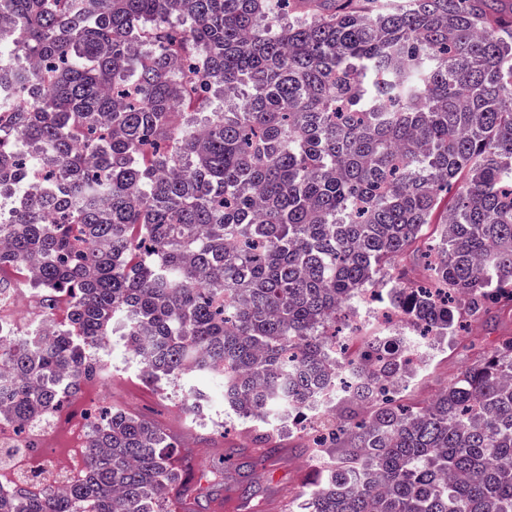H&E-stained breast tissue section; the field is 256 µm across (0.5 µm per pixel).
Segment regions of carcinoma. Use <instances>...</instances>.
Instances as JSON below:
<instances>
[{"mask_svg": "<svg viewBox=\"0 0 512 512\" xmlns=\"http://www.w3.org/2000/svg\"><path fill=\"white\" fill-rule=\"evenodd\" d=\"M385 2L0 0V267L82 330L0 338V408L58 410L108 334L147 387L211 376L260 423L236 469L299 433L325 467L303 512H512V336L402 398L424 350L512 311V12ZM365 291L405 328L351 356ZM91 420L81 483L0 512H207L160 426Z\"/></svg>", "mask_w": 512, "mask_h": 512, "instance_id": "obj_1", "label": "carcinoma"}]
</instances>
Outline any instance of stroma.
<instances>
[{"instance_id":"stroma-1","label":"stroma","mask_w":512,"mask_h":512,"mask_svg":"<svg viewBox=\"0 0 512 512\" xmlns=\"http://www.w3.org/2000/svg\"><path fill=\"white\" fill-rule=\"evenodd\" d=\"M512 334V315L493 318L480 326L470 327L453 343L440 342L429 352L428 363L410 383L405 392L408 403L424 405L430 402L438 390L466 366L475 360V350L490 347L497 337ZM203 382L188 376L168 387L165 398H157L140 382L137 363L126 353L122 345L112 349V378L105 381L92 378L85 381L81 392L57 413L58 418L84 412L88 408L110 402L132 414H144L174 436L196 465L204 468H220L225 455L232 448L241 447L243 436L238 433V418L225 410L219 397H211L203 414L188 412L183 407L185 395L191 387H202ZM232 428V435L214 436L210 445L197 441L200 429L216 431L217 427ZM296 436L283 439L272 460L259 464L251 475L250 494H243L237 472L225 474L223 485L206 486L207 500L221 497L233 500V512H297L305 492L303 478L313 464L299 454L295 447Z\"/></svg>"}]
</instances>
